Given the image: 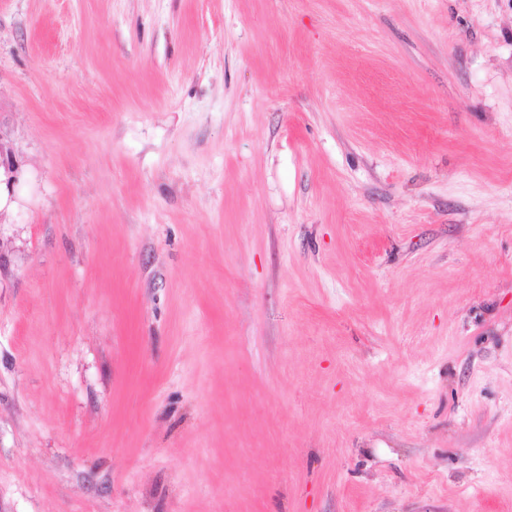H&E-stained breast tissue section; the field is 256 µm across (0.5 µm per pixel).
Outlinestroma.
<instances>
[{"instance_id": "1", "label": "stroma", "mask_w": 512, "mask_h": 512, "mask_svg": "<svg viewBox=\"0 0 512 512\" xmlns=\"http://www.w3.org/2000/svg\"><path fill=\"white\" fill-rule=\"evenodd\" d=\"M0 512H512V0H0ZM2 169L5 179L3 182L6 185L8 192L12 191L13 186L17 180L18 167L14 159V154L10 145L0 136V194L2 185Z\"/></svg>"}]
</instances>
